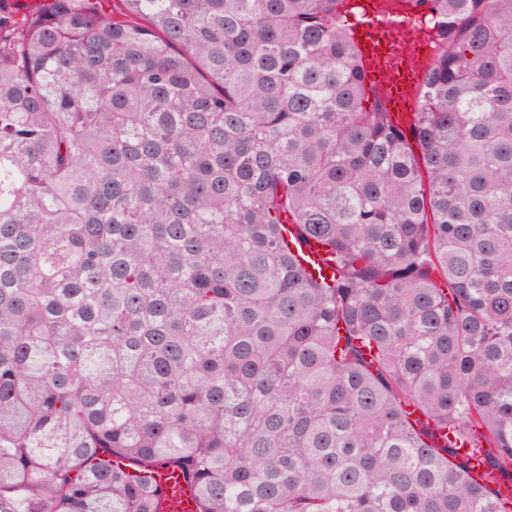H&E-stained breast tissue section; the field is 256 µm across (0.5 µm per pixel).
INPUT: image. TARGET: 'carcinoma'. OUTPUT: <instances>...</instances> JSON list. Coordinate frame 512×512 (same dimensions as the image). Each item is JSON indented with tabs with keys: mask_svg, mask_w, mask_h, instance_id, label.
Returning a JSON list of instances; mask_svg holds the SVG:
<instances>
[{
	"mask_svg": "<svg viewBox=\"0 0 512 512\" xmlns=\"http://www.w3.org/2000/svg\"><path fill=\"white\" fill-rule=\"evenodd\" d=\"M123 2L0 0V512H512V0H411L418 156L344 0ZM301 254L303 262L307 268L315 270L316 266L321 265V273L323 276L332 277L334 274V268L323 261L326 255L320 244L310 241L307 244L301 245ZM153 478L162 490L157 508L161 512H198L199 500L196 489L181 469L173 465H155Z\"/></svg>",
	"mask_w": 512,
	"mask_h": 512,
	"instance_id": "obj_1",
	"label": "carcinoma"
}]
</instances>
